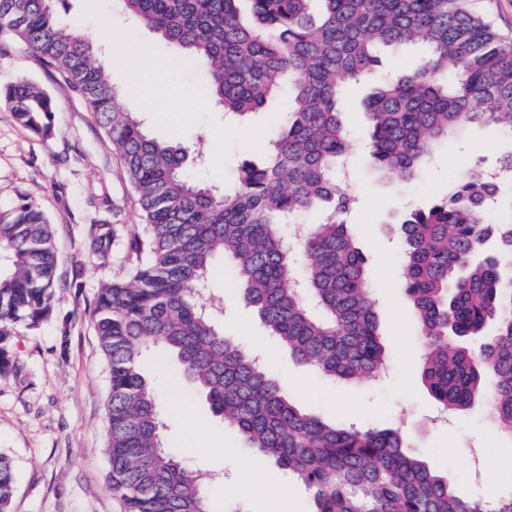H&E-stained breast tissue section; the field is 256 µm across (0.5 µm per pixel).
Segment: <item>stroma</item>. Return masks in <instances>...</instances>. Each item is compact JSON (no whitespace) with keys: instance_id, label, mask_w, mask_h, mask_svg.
Returning a JSON list of instances; mask_svg holds the SVG:
<instances>
[{"instance_id":"obj_1","label":"stroma","mask_w":512,"mask_h":512,"mask_svg":"<svg viewBox=\"0 0 512 512\" xmlns=\"http://www.w3.org/2000/svg\"><path fill=\"white\" fill-rule=\"evenodd\" d=\"M59 11L74 22V33L81 38L111 28L112 47L100 62L123 109H145L135 95L149 83L148 75L132 63L128 45L141 44L155 61L167 64L169 94L148 111L147 131L157 138H182L191 155L205 159L202 174L208 181L219 186L232 181L237 166L258 155L280 127L281 101L237 131L226 129L218 105L198 109L205 98L204 67L179 56L140 22L118 14L113 0H65ZM22 79L52 97L53 137L30 133L6 104L7 89ZM365 93V88H355L346 102L352 156L346 183L357 199L352 230L369 263L379 327L389 351L386 371L363 383L316 375L265 335L223 262H216L209 288L224 298L225 335L287 382L286 398L328 422L399 430L412 449L447 473L458 493L491 503L512 490V443L497 433L488 404L445 415L429 394L421 377L420 340L402 289L393 216L408 202L424 206L442 198L472 165L496 167L507 144L495 126L475 128L467 139L442 149L417 180L384 186L362 158L368 139L361 112ZM24 197L55 228L57 288L46 321L35 328H13L10 349L18 369L0 379V453L11 456L16 469L11 512H124L108 482L109 371L92 311L101 285L128 274L129 242L144 226L132 186L83 98L24 44L0 36V208ZM93 224L117 229L108 261H101L91 244L88 228ZM143 365L167 424L164 446L190 469L210 474L213 512H312L311 492L244 448L189 384L173 379L175 366L163 351L146 349Z\"/></svg>"}]
</instances>
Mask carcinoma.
<instances>
[{"label":"carcinoma","mask_w":512,"mask_h":512,"mask_svg":"<svg viewBox=\"0 0 512 512\" xmlns=\"http://www.w3.org/2000/svg\"><path fill=\"white\" fill-rule=\"evenodd\" d=\"M57 0H0V33L23 42L81 95L136 195L144 234L130 242L131 274L103 285L94 326L109 368L108 481L125 512H212L205 477L162 442L159 402L141 367L145 348L167 351L178 378L199 391L256 455L312 492L314 512H512L455 492L389 428L329 423L289 401L280 381L221 328L223 301L206 295L214 261H232L244 301L264 331L313 372L344 381L387 366L366 258L348 214L356 198L339 178L349 160L342 105L351 85L370 91L366 162L375 177L405 184L440 147L478 126H497L512 170V46L472 0H115L209 70L207 96L235 122L262 111L283 87L284 128L262 162L245 163L230 188L186 175L188 147L160 141L139 112L119 109L96 62L99 48L60 18ZM425 57L393 78L376 74L384 48ZM18 122L42 138L55 107L22 80L5 97ZM499 184L476 165L446 198L415 208L399 225L401 279L422 344V379L445 412L485 401L512 440V202L487 224ZM323 206L322 223L288 237L298 213ZM96 254L112 233L93 224ZM55 233L22 201L0 210V377L16 371L11 328L37 327L57 286ZM16 481L0 453V512Z\"/></svg>","instance_id":"1"}]
</instances>
